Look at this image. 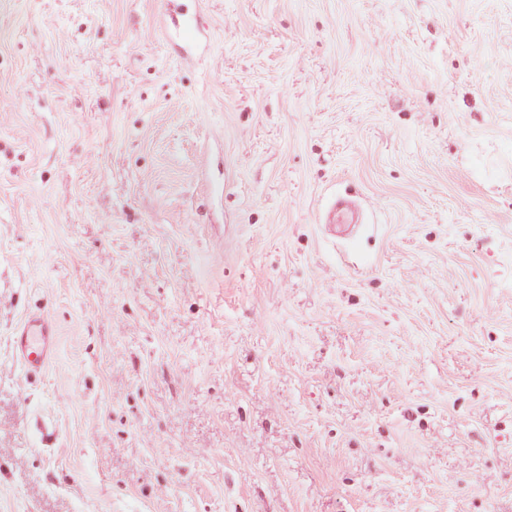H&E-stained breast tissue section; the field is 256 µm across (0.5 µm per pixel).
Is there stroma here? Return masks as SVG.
<instances>
[{"label": "stroma", "instance_id": "obj_1", "mask_svg": "<svg viewBox=\"0 0 512 512\" xmlns=\"http://www.w3.org/2000/svg\"><path fill=\"white\" fill-rule=\"evenodd\" d=\"M0 512H512V0H0ZM49 318L39 315L25 323L18 336V354L28 370L45 367L54 357Z\"/></svg>", "mask_w": 512, "mask_h": 512}]
</instances>
